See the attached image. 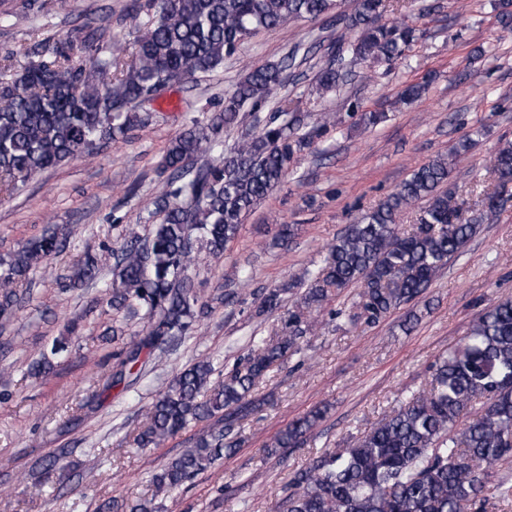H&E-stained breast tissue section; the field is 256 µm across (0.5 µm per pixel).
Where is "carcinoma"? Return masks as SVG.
Instances as JSON below:
<instances>
[{
  "label": "carcinoma",
  "instance_id": "carcinoma-1",
  "mask_svg": "<svg viewBox=\"0 0 512 512\" xmlns=\"http://www.w3.org/2000/svg\"><path fill=\"white\" fill-rule=\"evenodd\" d=\"M389 0H146L145 32L133 47H105V31L80 41L47 37L38 42L39 60L0 81V191L14 192L38 173L82 156L149 121L145 101L196 72H209L233 56L247 38L289 22L334 19L336 53L316 75V90L335 89L361 63H393L418 39L417 28L381 22ZM299 49L277 64L250 69L219 112L195 119L164 156L171 171L165 192L154 201L145 234L129 232L117 246L87 250L70 275L67 290L92 283L112 266L104 290L116 311H141L143 336L136 347L114 354L112 381L98 397L125 383L141 355L171 347L190 335L212 312L190 279L204 256L224 254L238 236L243 217L278 187L298 164L309 141L297 130L305 115L288 103L270 115L253 113L258 132L239 141L213 165L196 168L199 154L220 144L218 134L239 120L247 106L268 100L296 67ZM374 127L379 110L359 111ZM472 145L467 137L414 169L392 193L360 213L329 247L324 264L304 273L299 299L281 318L275 336L261 337L232 367L219 369L208 357L184 367L163 387L149 409L148 425L135 436L138 448H157L190 424L209 422L189 447L152 477L159 491L193 480L236 450V422L258 407L249 399L276 365L298 354L317 330L313 313L356 285L349 318L373 326L417 300L440 270L458 254L474 225L492 220L512 188V142L490 158L496 189L483 209L468 218L463 203L444 189L448 158ZM416 209L405 230L399 213ZM67 225L48 224L42 233L0 263V314L20 303L17 284L46 268L71 235ZM68 351L64 337L51 356L30 365L36 376L51 372L53 356ZM323 413L315 410L290 423L275 448H301ZM512 461V299L486 308L462 341L431 365V380L366 429L350 447L323 449L288 483L280 512H489L512 507V481L486 488L488 472Z\"/></svg>",
  "mask_w": 512,
  "mask_h": 512
}]
</instances>
